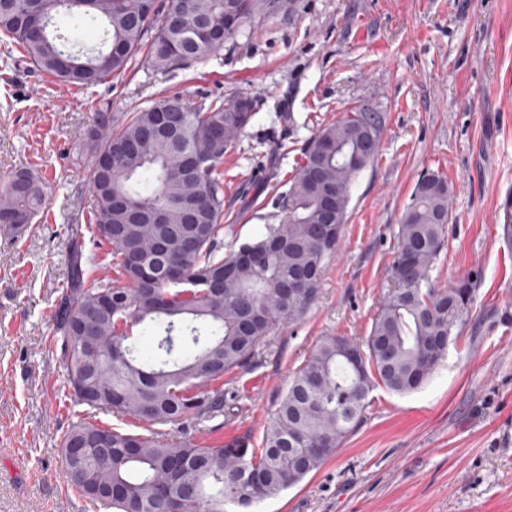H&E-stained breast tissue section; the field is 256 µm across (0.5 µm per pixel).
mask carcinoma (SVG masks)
Returning <instances> with one entry per match:
<instances>
[{"mask_svg":"<svg viewBox=\"0 0 512 512\" xmlns=\"http://www.w3.org/2000/svg\"><path fill=\"white\" fill-rule=\"evenodd\" d=\"M284 0H0V40L62 85L97 86L124 75L147 49L169 69L202 59L276 14ZM66 15L101 26L91 50L58 29ZM238 96L191 104L163 95L134 112H104L75 151L90 158L89 223L108 246L117 280L87 284L100 257L72 249L55 312L71 396L92 410L152 426L224 416L210 388L245 366L259 343L316 300L348 221L351 191L378 156L380 116L356 108L323 126L284 196L286 219L224 249V154L252 118ZM450 187L430 172L416 183L395 234L391 288L361 342L325 336L292 372L259 448L120 432L83 419L63 437L68 482L94 509L113 512H256L318 470L364 420L377 385L418 390L470 318L478 274L446 288L432 271L447 242ZM43 189L26 172L0 187V224L20 233ZM512 243V195L501 205ZM129 325L156 333L142 354ZM110 441L96 447L98 439Z\"/></svg>","mask_w":512,"mask_h":512,"instance_id":"carcinoma-1","label":"carcinoma"}]
</instances>
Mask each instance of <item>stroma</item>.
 I'll use <instances>...</instances> for the list:
<instances>
[{
  "instance_id": "stroma-1",
  "label": "stroma",
  "mask_w": 512,
  "mask_h": 512,
  "mask_svg": "<svg viewBox=\"0 0 512 512\" xmlns=\"http://www.w3.org/2000/svg\"><path fill=\"white\" fill-rule=\"evenodd\" d=\"M247 95L253 117L224 156L225 243L279 223L282 197L311 137L351 109L379 112L374 164L316 301L219 386L223 427L175 437L259 447L292 372L325 336L369 332L417 180L451 187L438 287L480 274L472 316L417 392L376 386L358 430L297 487L259 512H512V245L497 226L512 193V0H285L223 48L159 70L139 54L112 84H55L26 63L0 69V181L31 171L45 198L22 233L0 227V512H77L61 440L72 422L135 434L144 422L88 411L68 394L53 312L69 272L68 227L86 223L89 168L74 164L103 106L146 107L164 93ZM294 123L285 127L282 113Z\"/></svg>"
}]
</instances>
